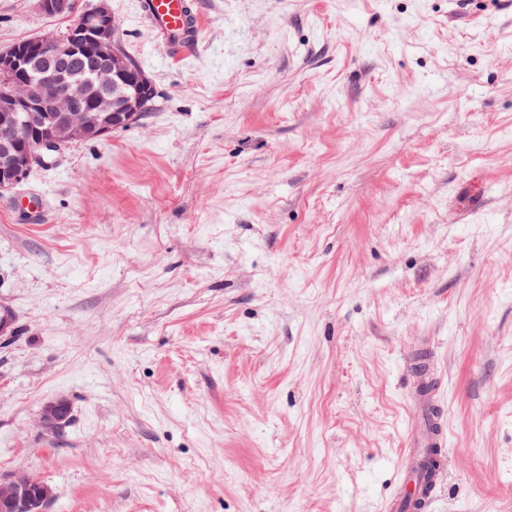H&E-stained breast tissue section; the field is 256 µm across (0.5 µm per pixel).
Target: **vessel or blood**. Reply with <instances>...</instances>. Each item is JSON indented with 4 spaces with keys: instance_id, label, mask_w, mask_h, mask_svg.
Here are the masks:
<instances>
[{
    "instance_id": "vessel-or-blood-1",
    "label": "vessel or blood",
    "mask_w": 512,
    "mask_h": 512,
    "mask_svg": "<svg viewBox=\"0 0 512 512\" xmlns=\"http://www.w3.org/2000/svg\"><path fill=\"white\" fill-rule=\"evenodd\" d=\"M143 21L164 42L170 53L181 56L199 43L202 13L196 0H140ZM417 390L411 399L413 417L406 441L405 457L398 483L384 503V512H400L404 500L429 501L444 481L440 470H427L425 460L433 449L444 447L443 431L438 427L437 402L428 386L431 369L414 370Z\"/></svg>"
}]
</instances>
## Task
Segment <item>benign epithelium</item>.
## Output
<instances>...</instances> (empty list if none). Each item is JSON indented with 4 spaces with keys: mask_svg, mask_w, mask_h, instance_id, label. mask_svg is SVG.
I'll return each mask as SVG.
<instances>
[{
    "mask_svg": "<svg viewBox=\"0 0 512 512\" xmlns=\"http://www.w3.org/2000/svg\"><path fill=\"white\" fill-rule=\"evenodd\" d=\"M56 16L74 12L75 0H39ZM116 27L109 0H97L62 34H45L0 51V191L13 189L31 169L66 147L136 123L152 81L111 41ZM38 75V91L27 84ZM65 398L47 402L40 421L69 423ZM52 489L22 474L0 481V512H44Z\"/></svg>",
    "mask_w": 512,
    "mask_h": 512,
    "instance_id": "1",
    "label": "benign epithelium"
}]
</instances>
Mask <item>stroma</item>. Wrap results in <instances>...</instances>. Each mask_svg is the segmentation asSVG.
<instances>
[{
	"instance_id": "35a3bbf8",
	"label": "stroma",
	"mask_w": 512,
	"mask_h": 512,
	"mask_svg": "<svg viewBox=\"0 0 512 512\" xmlns=\"http://www.w3.org/2000/svg\"><path fill=\"white\" fill-rule=\"evenodd\" d=\"M110 6L158 98L0 193V478L45 512H381L423 352L430 512H512V0H199L181 60ZM70 23L0 0V50ZM71 413L69 401L65 398H56L43 406L40 421L48 428L58 429L69 423ZM52 495V489L36 479L25 474L14 476L0 481V511L43 512Z\"/></svg>"
}]
</instances>
